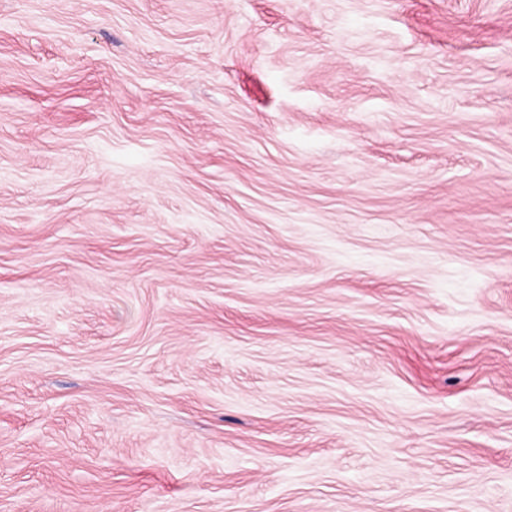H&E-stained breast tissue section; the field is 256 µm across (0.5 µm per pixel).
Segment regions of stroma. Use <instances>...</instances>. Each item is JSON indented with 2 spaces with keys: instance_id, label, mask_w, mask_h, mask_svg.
<instances>
[{
  "instance_id": "1",
  "label": "stroma",
  "mask_w": 512,
  "mask_h": 512,
  "mask_svg": "<svg viewBox=\"0 0 512 512\" xmlns=\"http://www.w3.org/2000/svg\"><path fill=\"white\" fill-rule=\"evenodd\" d=\"M0 512H512V0H0Z\"/></svg>"
}]
</instances>
